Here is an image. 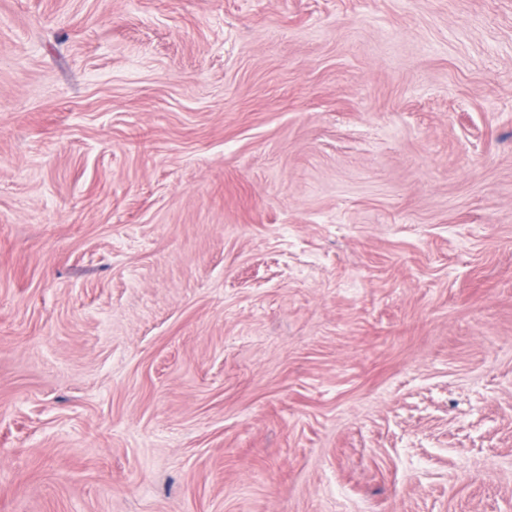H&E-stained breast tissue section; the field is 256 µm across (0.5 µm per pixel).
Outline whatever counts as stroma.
Masks as SVG:
<instances>
[{
	"label": "stroma",
	"instance_id": "1",
	"mask_svg": "<svg viewBox=\"0 0 512 512\" xmlns=\"http://www.w3.org/2000/svg\"><path fill=\"white\" fill-rule=\"evenodd\" d=\"M0 512H512V0H0Z\"/></svg>",
	"mask_w": 512,
	"mask_h": 512
}]
</instances>
